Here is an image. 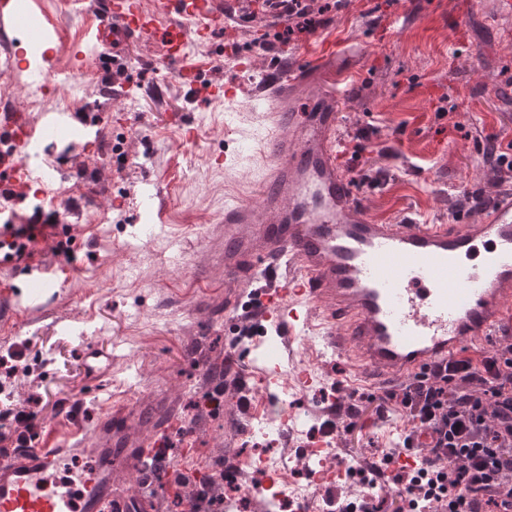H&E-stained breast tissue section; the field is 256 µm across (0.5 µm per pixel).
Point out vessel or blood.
Masks as SVG:
<instances>
[{
  "mask_svg": "<svg viewBox=\"0 0 512 512\" xmlns=\"http://www.w3.org/2000/svg\"><path fill=\"white\" fill-rule=\"evenodd\" d=\"M1 13L22 23L30 41L48 43L44 25L26 21L11 0H0ZM234 18L215 0H158L151 13L139 0H102L96 37L105 49L131 37L160 41L178 78L193 86L209 61L191 54L189 42L209 41ZM468 19L464 9L446 20L429 10L421 27L458 31ZM340 45L320 30L299 51L281 47L280 63L260 85L274 129L255 188L260 207L237 201L224 208V312H252L256 353L272 342L291 350L298 330L311 328L363 386L392 391L463 349L483 357L512 335V189L489 198L475 224L374 222L342 163V115L314 81V66ZM7 128L15 149L0 159V171L18 192L49 193L47 176L25 163L43 140L94 147L63 121L38 130L16 118ZM476 253L481 261L469 266ZM50 282L38 276L24 289L0 290V325L15 326L21 310L40 307ZM116 461L132 470L134 487H115ZM155 471L146 448L37 437L0 452V512H157L147 491Z\"/></svg>",
  "mask_w": 512,
  "mask_h": 512,
  "instance_id": "vessel-or-blood-1",
  "label": "vessel or blood"
}]
</instances>
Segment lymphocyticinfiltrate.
Wrapping results in <instances>:
<instances>
[{
  "mask_svg": "<svg viewBox=\"0 0 512 512\" xmlns=\"http://www.w3.org/2000/svg\"><path fill=\"white\" fill-rule=\"evenodd\" d=\"M314 2L263 0L264 9L283 22L277 40L288 43L328 24V9ZM381 400L378 414L391 408L408 418L413 432L430 430V448H417L411 435L404 436L398 447L414 457L412 470L387 485L378 480L380 464H370L371 478L357 501L329 490L325 505L334 512H381L384 493L395 485L407 494L411 512H426L433 502L441 512H512V340L481 363L449 361ZM36 431L32 409L12 395L0 398V443ZM174 482L191 512H219L224 505L223 474L179 471Z\"/></svg>",
  "mask_w": 512,
  "mask_h": 512,
  "instance_id": "1",
  "label": "lymphocytic infiltrate"
}]
</instances>
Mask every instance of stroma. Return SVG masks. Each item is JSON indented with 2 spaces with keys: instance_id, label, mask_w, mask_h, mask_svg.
Wrapping results in <instances>:
<instances>
[{
  "instance_id": "stroma-1",
  "label": "stroma",
  "mask_w": 512,
  "mask_h": 512,
  "mask_svg": "<svg viewBox=\"0 0 512 512\" xmlns=\"http://www.w3.org/2000/svg\"><path fill=\"white\" fill-rule=\"evenodd\" d=\"M61 0H19L49 29L59 49L43 60L39 45L23 28L0 30V55L24 53L27 65L0 77V103L21 118L42 125L64 115L95 137L86 152L61 141H46L32 165L51 172L52 191L61 195L58 221L64 224L66 256L48 257L58 274L56 291L40 313L24 317L16 331L0 333V346L26 343L33 378L16 376L9 389L17 399L43 402L38 416L47 442L60 440L71 422L55 414L61 399H84L82 420L98 434L101 447L114 439L136 448L170 441V460L181 468L237 464L238 491L224 499L227 512H268L266 498L251 494L262 473L255 464L268 457L286 463L277 489L296 484L306 468L305 450L323 424L325 401L366 394L341 360L324 358L316 338L295 345L281 364L275 388L288 416L287 427L262 418L240 425L211 413L200 401L212 389L209 369L225 359L235 325L224 313V207L254 197L271 131L256 93L272 54L260 52L272 23L263 12L240 22L234 34L215 33L207 45H191L212 65L200 84L239 85L238 103H216L189 92L161 46L135 40L103 57L91 40L98 0H75L68 14ZM378 0H350L332 13L331 30L348 39L345 52L315 68L323 86L345 71L358 84L339 94L343 115L339 149L355 191L382 224L428 217L439 224L477 219L484 199L512 184L493 175L485 137L512 141V11L500 0H473L463 40L431 37L403 22L420 0L400 8L377 9ZM82 44L83 70H73L69 48ZM255 55L253 70L237 67L239 54ZM121 68L133 85L127 99L103 93L107 70ZM437 88L433 96L422 86ZM453 118L441 117V110ZM196 126L200 135L180 139L171 116ZM225 153L223 167L211 155ZM126 195L123 212L112 199ZM108 350L95 364L108 371L91 385L88 344ZM316 368L321 384L303 392L297 377ZM333 441L343 462L378 461L409 426L393 415L387 423L366 408L356 422L340 418Z\"/></svg>"
}]
</instances>
